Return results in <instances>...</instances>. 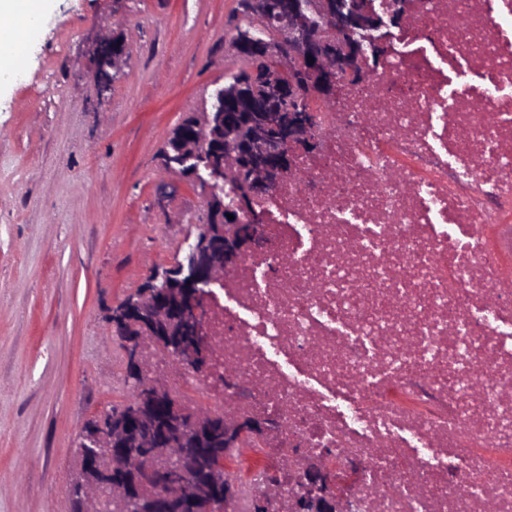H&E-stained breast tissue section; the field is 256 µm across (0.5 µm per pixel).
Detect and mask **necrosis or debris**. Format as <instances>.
<instances>
[{"mask_svg":"<svg viewBox=\"0 0 512 512\" xmlns=\"http://www.w3.org/2000/svg\"><path fill=\"white\" fill-rule=\"evenodd\" d=\"M375 76L310 99L322 137L253 207L263 250L208 302L187 411L272 419L241 489L361 468L351 512H512V0H414ZM236 367L249 392L227 389Z\"/></svg>","mask_w":512,"mask_h":512,"instance_id":"4bbe7bcc","label":"necrosis or debris"}]
</instances>
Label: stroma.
I'll use <instances>...</instances> for the list:
<instances>
[{
    "label": "stroma",
    "mask_w": 512,
    "mask_h": 512,
    "mask_svg": "<svg viewBox=\"0 0 512 512\" xmlns=\"http://www.w3.org/2000/svg\"><path fill=\"white\" fill-rule=\"evenodd\" d=\"M257 24L238 0H49L24 82H0V512H71L82 426L129 402L112 309L206 222L160 152ZM104 34L127 65L103 99Z\"/></svg>",
    "instance_id": "1"
}]
</instances>
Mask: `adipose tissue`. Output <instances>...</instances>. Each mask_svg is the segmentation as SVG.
<instances>
[{
    "label": "adipose tissue",
    "instance_id": "ef3b65f1",
    "mask_svg": "<svg viewBox=\"0 0 512 512\" xmlns=\"http://www.w3.org/2000/svg\"><path fill=\"white\" fill-rule=\"evenodd\" d=\"M47 0H0V68H9L24 57L30 32L27 23L39 17Z\"/></svg>",
    "mask_w": 512,
    "mask_h": 512
}]
</instances>
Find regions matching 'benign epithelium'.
Returning a JSON list of instances; mask_svg holds the SVG:
<instances>
[{
    "label": "benign epithelium",
    "mask_w": 512,
    "mask_h": 512,
    "mask_svg": "<svg viewBox=\"0 0 512 512\" xmlns=\"http://www.w3.org/2000/svg\"><path fill=\"white\" fill-rule=\"evenodd\" d=\"M407 0H396L384 19L362 0H249L247 12L274 27L263 40L232 35L233 56L248 62L271 60L267 69H248L251 91L233 82L216 90L215 111L181 124L169 143L176 162L165 169L201 188L207 222L182 257L152 271L142 290L112 311L114 335L134 323L141 336L123 340L131 399L124 416L98 423L89 434L88 470L83 472L82 512H135L141 498L112 479L114 470L137 468L138 486L148 490L151 512H232L238 486L224 482V459L245 439L262 438L268 418L224 416L199 409L187 414L168 401L164 382L150 377L142 345L179 365L207 361L203 340L205 303L223 272L264 247L262 217L248 203L294 175L300 154L321 149L312 113L304 98L333 99L343 81H361L357 66L367 51L384 48L383 29L403 21ZM93 78L101 98L123 72L124 52L115 37L102 36L92 49ZM237 189L234 219L224 217V185ZM196 448H212L206 476H200ZM359 466L345 474L328 462L313 463L290 512H344L352 498Z\"/></svg>",
    "instance_id": "benign-epithelium-1"
}]
</instances>
